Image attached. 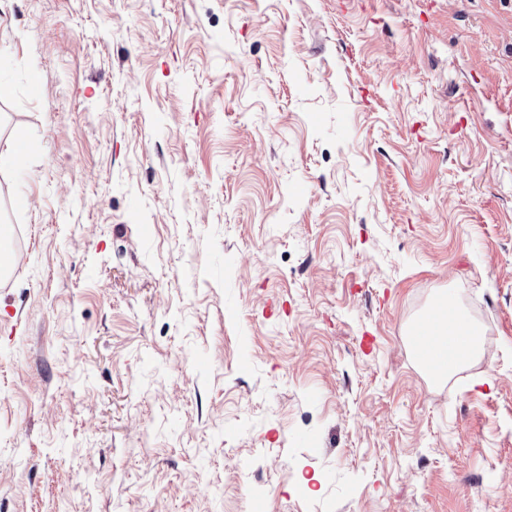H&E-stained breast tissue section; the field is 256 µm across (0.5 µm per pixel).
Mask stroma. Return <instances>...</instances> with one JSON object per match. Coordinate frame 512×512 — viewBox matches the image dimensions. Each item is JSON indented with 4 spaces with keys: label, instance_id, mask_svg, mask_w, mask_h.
Instances as JSON below:
<instances>
[{
    "label": "stroma",
    "instance_id": "obj_1",
    "mask_svg": "<svg viewBox=\"0 0 512 512\" xmlns=\"http://www.w3.org/2000/svg\"><path fill=\"white\" fill-rule=\"evenodd\" d=\"M18 135L0 512H512V0H0ZM436 309L431 312L428 321L434 325H443L441 336H450V355L436 363H433L436 377H447L457 367L473 360L478 354V346L473 342L474 336L478 335L477 330L469 323L459 319L460 313L454 305L446 300L437 304ZM411 351L422 359L431 360L441 359L448 352V344L445 340L434 334L433 329L428 324H417L411 330L410 336Z\"/></svg>",
    "mask_w": 512,
    "mask_h": 512
}]
</instances>
